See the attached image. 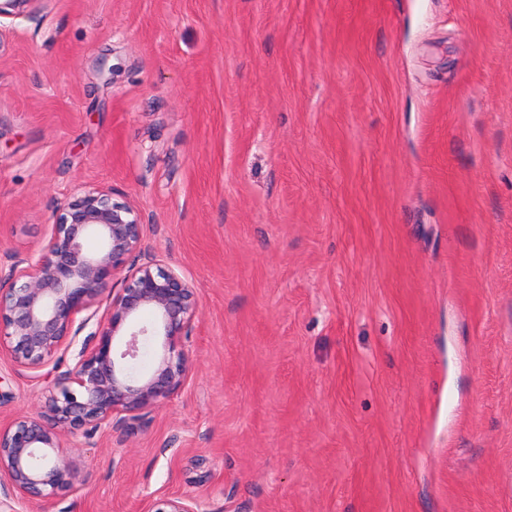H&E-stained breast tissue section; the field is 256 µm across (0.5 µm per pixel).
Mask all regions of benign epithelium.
Returning <instances> with one entry per match:
<instances>
[{"instance_id": "obj_1", "label": "benign epithelium", "mask_w": 512, "mask_h": 512, "mask_svg": "<svg viewBox=\"0 0 512 512\" xmlns=\"http://www.w3.org/2000/svg\"><path fill=\"white\" fill-rule=\"evenodd\" d=\"M142 229L137 208L112 191H82L62 207L42 246L0 264V354L39 369L77 349L66 369L56 361L43 411L0 425V497L35 500L40 512H53L59 493L79 481L67 437L103 427L123 445L133 425L185 386L199 297L153 254L127 265L142 250ZM88 234L100 239V251H84ZM144 311L152 319L135 326ZM92 321L95 329L81 335ZM147 345L154 368L135 375L130 368ZM150 512L200 510L186 495L162 499Z\"/></svg>"}]
</instances>
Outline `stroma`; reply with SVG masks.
Listing matches in <instances>:
<instances>
[{"label":"stroma","mask_w":512,"mask_h":512,"mask_svg":"<svg viewBox=\"0 0 512 512\" xmlns=\"http://www.w3.org/2000/svg\"><path fill=\"white\" fill-rule=\"evenodd\" d=\"M194 285L185 386L55 512H512V0H28L0 262L80 190ZM52 366L0 358V422ZM199 506L192 496H175L160 500L150 512H200Z\"/></svg>","instance_id":"stroma-1"}]
</instances>
